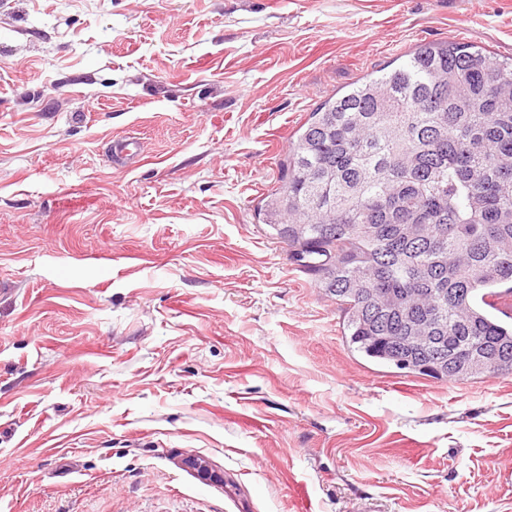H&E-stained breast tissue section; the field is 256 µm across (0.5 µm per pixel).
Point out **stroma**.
<instances>
[{"label":"stroma","mask_w":512,"mask_h":512,"mask_svg":"<svg viewBox=\"0 0 512 512\" xmlns=\"http://www.w3.org/2000/svg\"><path fill=\"white\" fill-rule=\"evenodd\" d=\"M448 41L512 56V0H0V512H512V375L351 352L258 213ZM139 147L137 142L130 138H119L112 141V157L118 164L127 165L139 162Z\"/></svg>","instance_id":"1"}]
</instances>
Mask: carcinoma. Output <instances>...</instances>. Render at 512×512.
<instances>
[{
  "label": "carcinoma",
  "instance_id": "obj_1",
  "mask_svg": "<svg viewBox=\"0 0 512 512\" xmlns=\"http://www.w3.org/2000/svg\"><path fill=\"white\" fill-rule=\"evenodd\" d=\"M281 169L259 212L336 299L352 351L435 380L512 374V315L490 301L512 293L511 60L418 45L313 108Z\"/></svg>",
  "mask_w": 512,
  "mask_h": 512
}]
</instances>
